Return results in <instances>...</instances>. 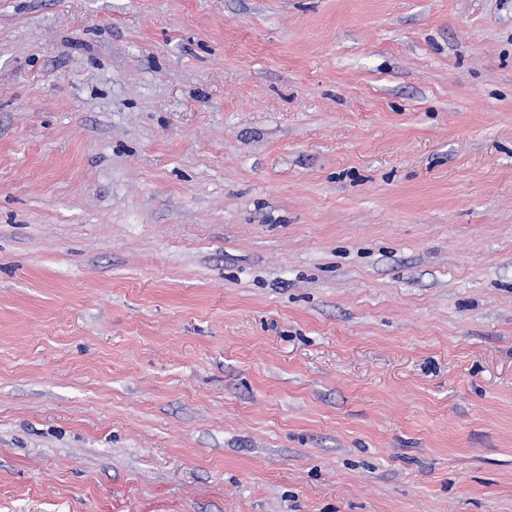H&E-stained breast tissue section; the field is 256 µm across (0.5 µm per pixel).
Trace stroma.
Returning <instances> with one entry per match:
<instances>
[{
  "label": "stroma",
  "instance_id": "35a3bbf8",
  "mask_svg": "<svg viewBox=\"0 0 512 512\" xmlns=\"http://www.w3.org/2000/svg\"><path fill=\"white\" fill-rule=\"evenodd\" d=\"M0 512H512V0H0Z\"/></svg>",
  "mask_w": 512,
  "mask_h": 512
}]
</instances>
